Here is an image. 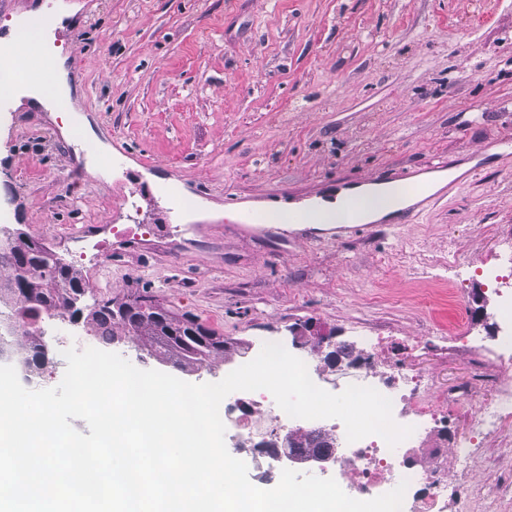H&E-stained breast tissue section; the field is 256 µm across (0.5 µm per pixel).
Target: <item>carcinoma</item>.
<instances>
[{
  "instance_id": "cac0c4a2",
  "label": "carcinoma",
  "mask_w": 512,
  "mask_h": 512,
  "mask_svg": "<svg viewBox=\"0 0 512 512\" xmlns=\"http://www.w3.org/2000/svg\"><path fill=\"white\" fill-rule=\"evenodd\" d=\"M15 244L0 251V287L20 299L0 309V327L16 322L31 325L22 341L0 333V360L17 358L25 379L41 372L48 362L43 343L42 316L51 310L85 315L94 335L119 325L125 334L135 337L157 360L184 371L199 369L224 354V337L192 318L178 317L152 296L137 295L117 301L107 299L80 307L85 288L79 272L55 256L39 241L20 231L13 233Z\"/></svg>"
}]
</instances>
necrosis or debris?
<instances>
[{"instance_id":"1","label":"necrosis or debris","mask_w":512,"mask_h":512,"mask_svg":"<svg viewBox=\"0 0 512 512\" xmlns=\"http://www.w3.org/2000/svg\"><path fill=\"white\" fill-rule=\"evenodd\" d=\"M385 342L372 333L357 337L340 347L337 364L343 385L369 386L391 400L394 421L413 429L407 439L393 448L377 435L351 443L340 420L292 418L268 391H236L224 400V423L234 431L238 453L271 483L279 482L283 469L305 474L317 463L322 472L335 474L346 494L356 497H373L406 484L402 512H442L446 503L465 501L470 463L512 423V319L499 343L472 341L481 383H490L494 397L481 406L466 439L442 448L423 446L422 438L435 429L446 431L448 396L430 397L429 375L407 365L376 370L373 360ZM447 457L457 468L453 482L438 465Z\"/></svg>"}]
</instances>
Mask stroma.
Segmentation results:
<instances>
[{
  "label": "stroma",
  "mask_w": 512,
  "mask_h": 512,
  "mask_svg": "<svg viewBox=\"0 0 512 512\" xmlns=\"http://www.w3.org/2000/svg\"><path fill=\"white\" fill-rule=\"evenodd\" d=\"M82 2L66 65L110 150L89 162L47 112L0 113V221L74 266L85 303L151 295L231 343L194 373L125 337L111 352L215 383L269 336L331 378L318 335L337 343L379 329L390 341L377 369L410 364L444 392L472 383L463 339L492 338L505 311L459 269L495 262L512 276V0ZM410 168L459 172L413 223L362 237L255 221ZM175 178L186 199L176 219L154 196ZM116 225L135 227L134 239L114 237ZM391 257L438 265L431 280L399 279L383 267ZM46 330L52 388L61 337L99 342L66 315ZM504 469L512 426L474 462L457 512H512Z\"/></svg>",
  "instance_id": "stroma-1"
}]
</instances>
